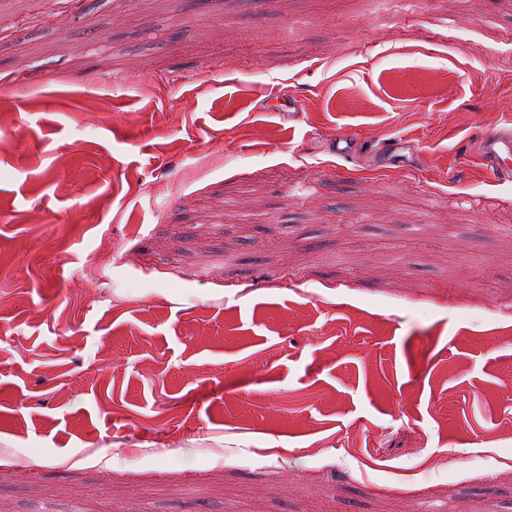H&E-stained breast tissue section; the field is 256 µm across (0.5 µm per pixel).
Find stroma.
Returning <instances> with one entry per match:
<instances>
[{"label": "stroma", "instance_id": "1", "mask_svg": "<svg viewBox=\"0 0 512 512\" xmlns=\"http://www.w3.org/2000/svg\"><path fill=\"white\" fill-rule=\"evenodd\" d=\"M16 78L0 512H512V0H0ZM473 157L501 178H512V120L482 133L476 140Z\"/></svg>", "mask_w": 512, "mask_h": 512}]
</instances>
